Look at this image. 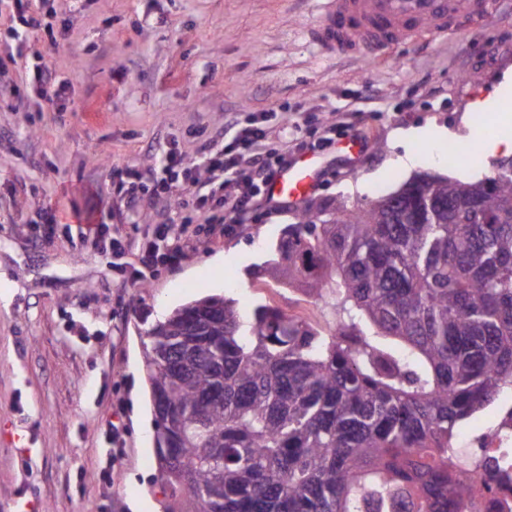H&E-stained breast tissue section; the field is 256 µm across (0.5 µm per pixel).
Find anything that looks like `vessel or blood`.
Masks as SVG:
<instances>
[{
    "instance_id": "b4317fda",
    "label": "vessel or blood",
    "mask_w": 512,
    "mask_h": 512,
    "mask_svg": "<svg viewBox=\"0 0 512 512\" xmlns=\"http://www.w3.org/2000/svg\"><path fill=\"white\" fill-rule=\"evenodd\" d=\"M490 0H324L312 36L330 54L373 59L392 45L478 27L490 18ZM320 172L308 158L277 174L267 187L275 201L299 202L314 191Z\"/></svg>"
}]
</instances>
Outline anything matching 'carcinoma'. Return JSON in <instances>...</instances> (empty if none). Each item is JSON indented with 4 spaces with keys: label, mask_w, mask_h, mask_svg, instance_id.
<instances>
[{
    "label": "carcinoma",
    "mask_w": 512,
    "mask_h": 512,
    "mask_svg": "<svg viewBox=\"0 0 512 512\" xmlns=\"http://www.w3.org/2000/svg\"><path fill=\"white\" fill-rule=\"evenodd\" d=\"M260 266L329 305L194 299L144 346L165 512H448L460 423L512 390V176H414L366 206L310 202ZM396 340L397 351L378 342Z\"/></svg>",
    "instance_id": "carcinoma-1"
}]
</instances>
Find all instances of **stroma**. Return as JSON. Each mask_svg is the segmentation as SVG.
<instances>
[{
	"label": "stroma",
	"instance_id": "stroma-1",
	"mask_svg": "<svg viewBox=\"0 0 512 512\" xmlns=\"http://www.w3.org/2000/svg\"><path fill=\"white\" fill-rule=\"evenodd\" d=\"M66 33L56 49L23 34L29 55H52L71 88L65 112L38 107L20 70L0 59V512H164L156 481L154 425L145 384L147 333L173 309L208 294L236 299L243 316L267 304L313 327L321 303L247 270L270 257L301 204L187 242L185 257L144 285L129 277L136 258L113 266L111 250L81 238L101 222L128 241L159 215L145 194L138 223L125 220L112 181L128 167L155 165L179 136L199 158L192 125L224 129L228 112H268L274 134L297 145L340 120L365 150L341 146L323 158L315 201L356 205L394 191L413 172L463 180L489 174L494 158L478 140L494 125L474 111L512 69V0H494L489 22L455 36L404 43L376 60L329 55L310 36L320 0H56ZM476 73L474 83L461 82ZM445 128L446 148L403 142L401 131ZM413 168L398 164L405 153ZM56 236L40 239L46 208ZM81 324L75 336L72 324ZM127 428L114 452L105 422Z\"/></svg>",
	"mask_w": 512,
	"mask_h": 512
}]
</instances>
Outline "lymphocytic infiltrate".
<instances>
[{
  "instance_id": "lymphocytic-infiltrate-1",
  "label": "lymphocytic infiltrate",
  "mask_w": 512,
  "mask_h": 512,
  "mask_svg": "<svg viewBox=\"0 0 512 512\" xmlns=\"http://www.w3.org/2000/svg\"><path fill=\"white\" fill-rule=\"evenodd\" d=\"M9 11L0 14V29L14 36L17 28L42 35L49 47H57L65 34L51 0H9ZM24 80L32 86L38 103L63 111L67 84L56 75L50 59L37 56L33 65L25 67ZM268 113L234 112L224 120V131L214 136L205 128H193L189 137L200 140V169L185 160L179 139H170L159 153L155 168L126 169L112 184V195L125 207V218L137 223L139 201L147 187L164 209L182 213L183 221L171 218L153 225L152 230L136 244L135 282L149 281L159 266L175 265L183 256L182 240L193 220L202 225L231 226L253 217L267 207L268 183L287 169L292 158L285 150L267 147L270 135Z\"/></svg>"
}]
</instances>
